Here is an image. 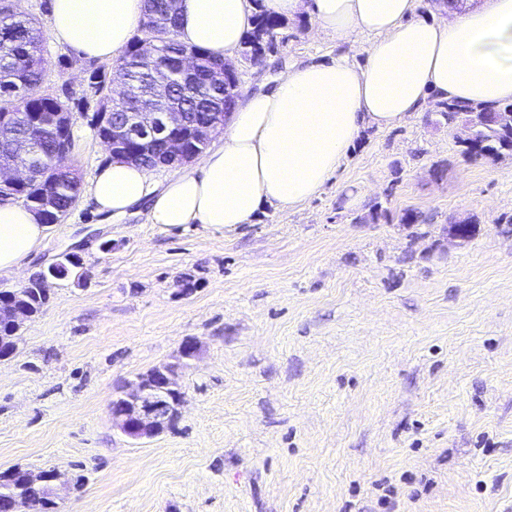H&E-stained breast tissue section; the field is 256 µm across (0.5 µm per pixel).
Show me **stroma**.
I'll list each match as a JSON object with an SVG mask.
<instances>
[{
	"mask_svg": "<svg viewBox=\"0 0 512 512\" xmlns=\"http://www.w3.org/2000/svg\"><path fill=\"white\" fill-rule=\"evenodd\" d=\"M48 4L16 0L42 32L44 88L85 96L90 62L56 42ZM335 51L311 17L285 20L240 89ZM73 136L84 190L0 288L68 249L87 276L53 281L0 360V472L83 475L61 512H512V155L470 157L432 107L361 131L298 207L168 230L144 204L98 211L107 154L86 120ZM459 222L471 238L449 237ZM189 339L180 418L129 440L117 388Z\"/></svg>",
	"mask_w": 512,
	"mask_h": 512,
	"instance_id": "1",
	"label": "stroma"
}]
</instances>
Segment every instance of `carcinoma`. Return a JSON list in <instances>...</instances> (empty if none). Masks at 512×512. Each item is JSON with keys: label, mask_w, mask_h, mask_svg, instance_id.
<instances>
[{"label": "carcinoma", "mask_w": 512, "mask_h": 512, "mask_svg": "<svg viewBox=\"0 0 512 512\" xmlns=\"http://www.w3.org/2000/svg\"><path fill=\"white\" fill-rule=\"evenodd\" d=\"M143 15L148 19L145 31L159 43L160 63L153 73L137 70L133 45L127 46L120 60L127 75L135 81V95L124 104V108L134 112L174 109L185 113L190 124L211 118L213 112L223 111L224 98L219 95L223 86L216 83L215 75L222 70L224 60L199 48L196 52L200 57V68L196 78L188 83L171 80L164 99L155 98L154 86L169 77L183 44L177 38L178 16L169 10L166 0H147ZM282 26L281 18L261 8L255 14L254 27L247 33L245 42H254L261 33L266 48L270 50L277 30ZM40 41L41 32L35 21L18 11L11 0H0V114L17 112L26 117L22 122L15 120L0 129V162L13 158L16 144L27 142L34 169L33 180L27 186L3 191L0 202L11 201L32 210L47 194L52 200L56 219L60 220L69 213L82 192L81 179L52 167V160L62 147L74 146L73 134L70 131L62 134L47 127L34 132L29 126L38 119H46L52 112L75 110L83 116L87 113L88 101L73 98L65 88L59 94L41 91L47 60L38 51ZM87 73L91 92L100 94L96 111L114 112L112 99L107 96L113 75L93 65ZM439 112L448 120L450 127L462 121L475 127V137L472 145L465 147V154L482 157L512 153V127L497 125V113H512V104L482 107L446 102L439 104ZM43 275L42 271L36 273L30 286L23 289L26 304L38 314L50 301V297L38 288ZM25 494L38 512H50L47 486H30L25 489Z\"/></svg>", "instance_id": "cac0c4a2"}]
</instances>
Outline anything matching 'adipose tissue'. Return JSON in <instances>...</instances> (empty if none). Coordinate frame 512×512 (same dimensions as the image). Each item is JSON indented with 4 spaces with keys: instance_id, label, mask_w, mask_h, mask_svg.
I'll return each mask as SVG.
<instances>
[{
    "instance_id": "adipose-tissue-1",
    "label": "adipose tissue",
    "mask_w": 512,
    "mask_h": 512,
    "mask_svg": "<svg viewBox=\"0 0 512 512\" xmlns=\"http://www.w3.org/2000/svg\"><path fill=\"white\" fill-rule=\"evenodd\" d=\"M417 0H264L268 11L309 15L335 38L334 56L284 68L246 94L227 122L222 146L156 186L144 167L112 161L94 176L99 211L122 217L149 203L150 223L201 224L217 230L252 223L265 205L293 208L319 193L361 130L387 129L454 102L512 103V0H488L464 14L439 0L416 13ZM179 39L221 57L238 50L253 27L251 0H178ZM143 0H51L53 36L80 57L123 53ZM372 36L364 64L352 53ZM47 225L18 203H0V275L37 254Z\"/></svg>"
}]
</instances>
